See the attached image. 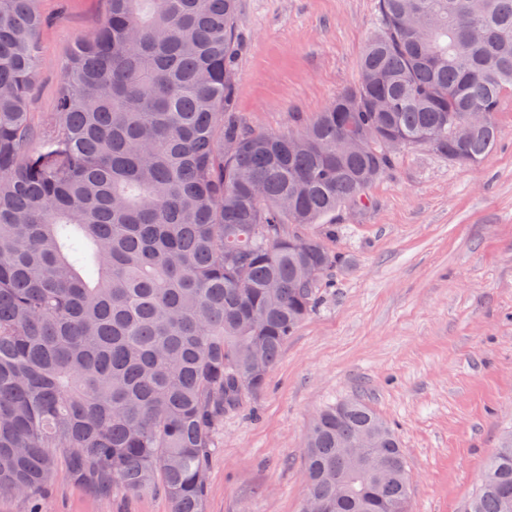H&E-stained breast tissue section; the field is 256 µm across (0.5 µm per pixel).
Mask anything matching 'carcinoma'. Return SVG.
<instances>
[{"label": "carcinoma", "instance_id": "1", "mask_svg": "<svg viewBox=\"0 0 512 512\" xmlns=\"http://www.w3.org/2000/svg\"><path fill=\"white\" fill-rule=\"evenodd\" d=\"M36 2L0 0V495L37 508L63 476L205 512L224 413L338 266L309 228L367 205L392 140L471 165L496 149L512 0H378L357 85L294 136L233 112L238 0H107L34 125ZM406 472L358 399L309 428L326 512H410ZM464 512H512V430Z\"/></svg>", "mask_w": 512, "mask_h": 512}]
</instances>
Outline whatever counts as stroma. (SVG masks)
Here are the masks:
<instances>
[{
	"label": "stroma",
	"instance_id": "obj_1",
	"mask_svg": "<svg viewBox=\"0 0 512 512\" xmlns=\"http://www.w3.org/2000/svg\"><path fill=\"white\" fill-rule=\"evenodd\" d=\"M38 70L29 110L54 108L73 43L106 0H38ZM377 0H239L234 110L255 132L295 133L359 79ZM502 136L479 165L406 150L336 216L347 260L289 337L266 389L215 431L206 512H302L303 448L324 407L363 400L396 430L412 512H463L512 429V96ZM47 512H169L164 495L101 496L58 478Z\"/></svg>",
	"mask_w": 512,
	"mask_h": 512
}]
</instances>
